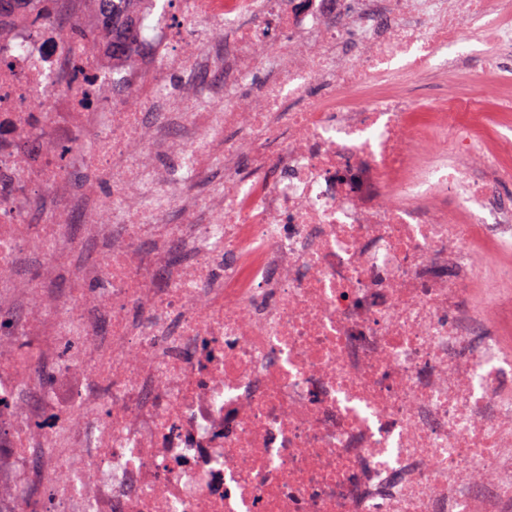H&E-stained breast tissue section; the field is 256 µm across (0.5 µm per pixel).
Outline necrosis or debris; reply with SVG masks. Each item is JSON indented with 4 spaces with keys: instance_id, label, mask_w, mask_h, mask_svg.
<instances>
[{
    "instance_id": "obj_1",
    "label": "necrosis or debris",
    "mask_w": 512,
    "mask_h": 512,
    "mask_svg": "<svg viewBox=\"0 0 512 512\" xmlns=\"http://www.w3.org/2000/svg\"><path fill=\"white\" fill-rule=\"evenodd\" d=\"M44 8L0 19V512H512V167L433 84L512 0H142L123 56Z\"/></svg>"
}]
</instances>
